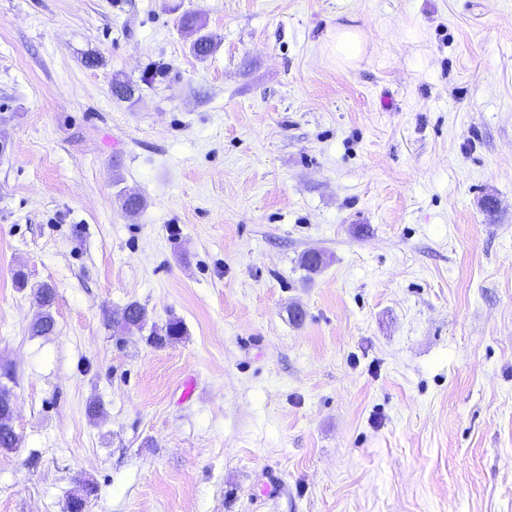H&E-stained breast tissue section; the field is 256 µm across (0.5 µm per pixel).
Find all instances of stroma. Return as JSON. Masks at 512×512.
Masks as SVG:
<instances>
[{
  "label": "stroma",
  "mask_w": 512,
  "mask_h": 512,
  "mask_svg": "<svg viewBox=\"0 0 512 512\" xmlns=\"http://www.w3.org/2000/svg\"><path fill=\"white\" fill-rule=\"evenodd\" d=\"M0 140V512H512V0H0ZM333 52L336 60L351 63L364 51V40L360 32L350 28H337ZM55 299L56 291L49 284L43 285L34 292L33 300L39 308V313L30 327L31 335L45 336L55 330V318L52 313ZM115 317H121L128 329L142 330L148 321L147 310L136 302L129 303L120 313L112 312L109 320L113 321ZM184 334L185 328L182 322L179 320H170L161 328L157 329L154 327L147 337V340L156 345H164L177 342Z\"/></svg>",
  "instance_id": "obj_1"
}]
</instances>
